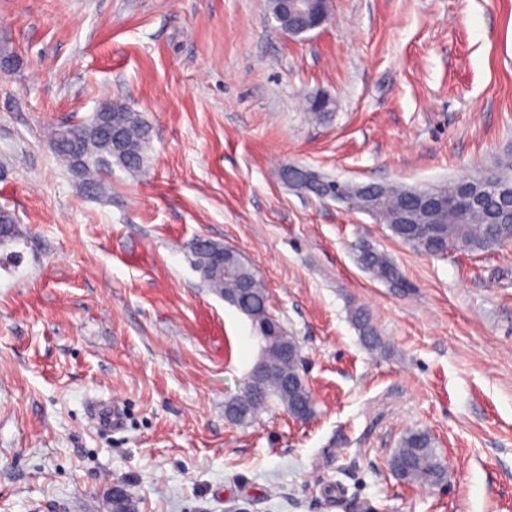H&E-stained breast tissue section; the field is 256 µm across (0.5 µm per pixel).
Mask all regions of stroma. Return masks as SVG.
<instances>
[{"instance_id":"obj_1","label":"stroma","mask_w":512,"mask_h":512,"mask_svg":"<svg viewBox=\"0 0 512 512\" xmlns=\"http://www.w3.org/2000/svg\"><path fill=\"white\" fill-rule=\"evenodd\" d=\"M1 54L0 257L22 259L0 265V512H112L117 481L137 512H512V242L429 256L275 176L428 188L511 162L512 0H331L300 40L267 0H0ZM115 100L150 128L145 167L93 194L46 135ZM198 238L245 258L298 337L308 421L225 419L260 344L203 286ZM415 428L442 485L388 469ZM357 260L360 266L368 271L374 279L394 288L407 287L399 268L384 251L370 244H361L358 248ZM349 317L352 325L358 331L362 343L367 348L373 351H386V342L372 324L371 318L364 307L352 306L349 310Z\"/></svg>"}]
</instances>
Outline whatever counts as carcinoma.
<instances>
[{
	"instance_id": "1",
	"label": "carcinoma",
	"mask_w": 512,
	"mask_h": 512,
	"mask_svg": "<svg viewBox=\"0 0 512 512\" xmlns=\"http://www.w3.org/2000/svg\"><path fill=\"white\" fill-rule=\"evenodd\" d=\"M120 131L123 146L116 150L108 141V134ZM150 129L141 117L126 104L118 101L106 104V111L96 112L86 121L63 126L49 137V147L56 157L85 185L94 191H104V175L117 166L131 175L142 172ZM307 168L285 164L278 170V178L284 184L316 196L331 199L336 192L353 190L355 186L336 182L324 175L308 183L303 173ZM481 181L485 193L482 204L476 206L459 192L464 182ZM502 181L512 189V170L499 167L490 172L463 178L434 188L444 200L438 211H427L410 196L408 189L393 184H376L379 198L373 214L386 224L393 238L426 255H444L450 251L479 253L498 246L499 235L512 224V206H505L500 196ZM412 209L417 216L415 224H398L401 210ZM15 236V221L11 212L0 211V243ZM194 268L210 291L235 305L246 315L264 341L260 363L264 374L258 383L246 384L243 394L224 403L227 421L248 426L255 422L270 405L278 404L293 416L304 411L308 416L315 413V400L302 374L300 357L302 347L298 338L285 329L273 314L269 293L253 267L239 255L231 260L222 259L223 245L200 238L193 243ZM357 260L374 279L395 288L406 287L399 268L387 253L370 244L358 248ZM352 325L358 331L362 343L373 351L384 352L386 342L372 324L362 306L349 310ZM291 346L297 353L286 357L281 347ZM391 472L399 479L412 484L439 485L446 470L437 452L432 435L422 429L407 431L388 460Z\"/></svg>"
}]
</instances>
